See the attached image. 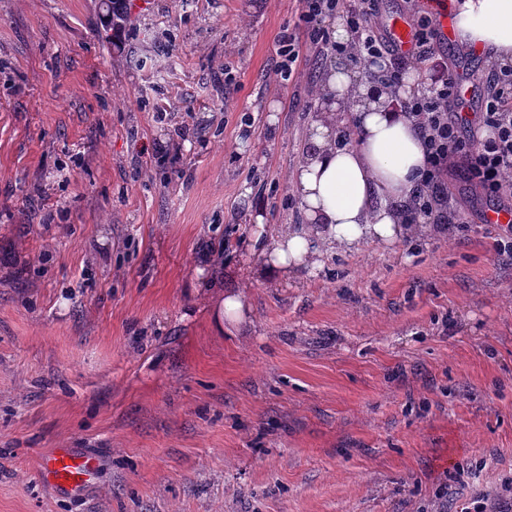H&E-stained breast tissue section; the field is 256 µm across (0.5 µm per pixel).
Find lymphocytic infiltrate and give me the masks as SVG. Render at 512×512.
<instances>
[{"mask_svg":"<svg viewBox=\"0 0 512 512\" xmlns=\"http://www.w3.org/2000/svg\"><path fill=\"white\" fill-rule=\"evenodd\" d=\"M299 19L304 38L283 33L278 40V73L282 80L294 78L303 49L318 56H336L361 69L374 83L396 86L406 61L430 62L447 70L448 58L441 50L442 39L436 19L415 12L414 48L401 57L377 28L379 0H299ZM345 14L354 34L339 43L325 25L326 20ZM456 78H441L426 93L402 101L400 107L423 134L426 166L419 188L402 215L406 224H456L459 216L448 210V179L462 176L468 185L487 198L500 199L512 191V60L497 59L482 82L481 108L475 125H467L459 112L462 99Z\"/></svg>","mask_w":512,"mask_h":512,"instance_id":"1","label":"lymphocytic infiltrate"}]
</instances>
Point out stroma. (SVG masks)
<instances>
[{"label":"stroma","mask_w":512,"mask_h":512,"mask_svg":"<svg viewBox=\"0 0 512 512\" xmlns=\"http://www.w3.org/2000/svg\"><path fill=\"white\" fill-rule=\"evenodd\" d=\"M299 0H0V512H431L512 476V240L453 179L462 228L244 264L302 225L289 174L337 58L276 73ZM234 81L225 84V72ZM175 163L148 161L184 113ZM242 327L216 328L225 289ZM95 448L55 497L37 464ZM38 471L54 495L78 499L96 483L100 459L91 448H55L40 459Z\"/></svg>","instance_id":"stroma-1"}]
</instances>
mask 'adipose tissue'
Listing matches in <instances>:
<instances>
[{
	"mask_svg": "<svg viewBox=\"0 0 512 512\" xmlns=\"http://www.w3.org/2000/svg\"><path fill=\"white\" fill-rule=\"evenodd\" d=\"M459 35L512 57V0H463L455 15ZM418 71L398 93L331 70L310 117V150L293 173L292 187L304 215L303 230L282 229L273 243L254 238L247 256L254 274L278 281L313 270L325 246L349 249L368 241L393 242L413 233L399 215L421 182L425 166L420 131L396 98L425 88ZM353 113L356 144L336 142L341 113Z\"/></svg>",
	"mask_w": 512,
	"mask_h": 512,
	"instance_id": "adipose-tissue-1",
	"label": "adipose tissue"
}]
</instances>
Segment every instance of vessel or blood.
Listing matches in <instances>:
<instances>
[{
    "label": "vessel or blood",
    "mask_w": 512,
    "mask_h": 512,
    "mask_svg": "<svg viewBox=\"0 0 512 512\" xmlns=\"http://www.w3.org/2000/svg\"><path fill=\"white\" fill-rule=\"evenodd\" d=\"M38 471L54 495L77 499L96 483L100 459L89 448H57L40 459Z\"/></svg>",
    "instance_id": "vessel-or-blood-1"
}]
</instances>
